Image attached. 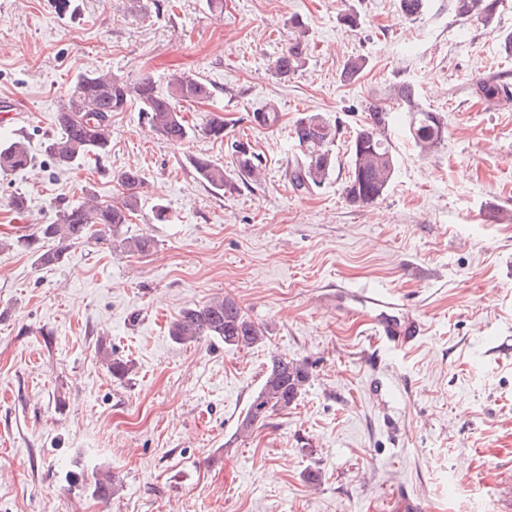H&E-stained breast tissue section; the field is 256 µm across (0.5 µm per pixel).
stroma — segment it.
I'll list each match as a JSON object with an SVG mask.
<instances>
[{
	"label": "stroma",
	"mask_w": 512,
	"mask_h": 512,
	"mask_svg": "<svg viewBox=\"0 0 512 512\" xmlns=\"http://www.w3.org/2000/svg\"><path fill=\"white\" fill-rule=\"evenodd\" d=\"M144 21L121 0H0V101L16 102L0 139L24 138L26 170L0 175V512H505L512 496V97L480 100V78L512 80L500 52L512 0L491 23L427 0L420 19L398 0H146ZM356 10L351 30L342 14ZM309 28L308 59L288 79L274 60L288 20ZM367 66L351 82L348 56ZM175 74L207 81L212 98L185 104L193 124L219 115L224 138L171 142L148 132L137 105L112 116V152L60 171L44 151L75 79ZM414 86L438 112L444 141L424 154L401 118L388 135L396 168L366 206L344 194L347 142L366 103ZM273 105L265 130L254 110ZM339 123L334 174L295 190L287 128L302 113ZM249 141L261 180L213 190L199 155L230 164ZM140 169V208L125 235L143 254L88 240L60 264L38 265L19 243L85 192L121 201L123 168ZM26 197L16 218L10 199ZM164 204L168 222L151 219ZM390 290L424 334L396 349L373 340L355 294ZM234 298L265 326L237 349L175 342L187 307ZM124 359L112 378L99 349ZM307 363L297 404L246 434L237 425L271 355ZM118 479L112 499L83 481ZM317 473L318 482L307 479Z\"/></svg>",
	"instance_id": "obj_1"
}]
</instances>
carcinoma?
Returning a JSON list of instances; mask_svg holds the SVG:
<instances>
[{
	"mask_svg": "<svg viewBox=\"0 0 512 512\" xmlns=\"http://www.w3.org/2000/svg\"><path fill=\"white\" fill-rule=\"evenodd\" d=\"M399 11L407 19L423 15L426 0H399ZM499 0H453L452 8L460 19H478L487 24L498 9ZM291 38L287 50L273 64L274 73L286 78L303 66L307 56L308 29L301 18L289 19ZM366 61L360 56L348 58L341 72L346 81L356 79ZM475 94L493 101L507 94L500 77H488L476 83ZM212 97L209 84L198 77L178 76L170 79L166 90H160L152 77L143 74L129 80L106 73H86L75 80L66 94V101L57 113L58 134L46 142L45 152L61 169H69L94 157L107 155L112 142V113L123 112L133 102L139 106L148 130L169 141H184L196 131L189 124L180 104L203 102ZM392 97L401 104V115L414 144L422 152H431L444 141L445 124L439 113L423 108L409 84L396 86ZM394 116L392 109L379 103L366 107V116L353 131L347 144L350 175L344 187L348 202L364 206L376 202L386 192L394 174L395 157L387 132ZM275 107L256 111L254 125L264 129L278 126ZM201 132L216 140L224 139V118L207 119ZM340 128L318 112H307L289 128L298 153L288 170L289 181L297 191L308 192L321 186L336 171V143ZM232 167L226 168L207 157H196L192 166L197 178L210 187L223 190L237 180L255 178L260 174V155L247 141L231 145ZM31 164L25 142L13 139L0 142V174L24 170ZM118 183L129 190L144 184L140 170L128 168L117 176ZM138 209L135 194L121 202L100 201L92 194L66 206L52 224H43L23 244L33 249L36 262L42 266L59 263L63 251L72 243L95 239L99 243L129 253L148 252L151 241L140 236L122 235V227ZM54 241L56 248L42 249L40 242ZM267 328L252 321L230 297H216L202 305L183 309L169 328V335L178 343L210 339L235 348H252L264 342ZM103 359L112 377L122 379L128 374V363L103 350ZM309 378L305 362L273 355L270 357L259 390L253 396L239 429L246 431L270 414L285 411L295 404ZM116 476L109 470L93 474L92 494L101 500L114 495Z\"/></svg>",
	"mask_w": 512,
	"mask_h": 512,
	"instance_id": "obj_1",
	"label": "carcinoma"
}]
</instances>
